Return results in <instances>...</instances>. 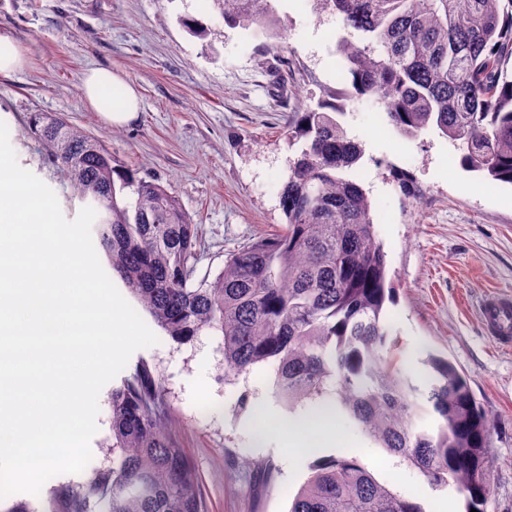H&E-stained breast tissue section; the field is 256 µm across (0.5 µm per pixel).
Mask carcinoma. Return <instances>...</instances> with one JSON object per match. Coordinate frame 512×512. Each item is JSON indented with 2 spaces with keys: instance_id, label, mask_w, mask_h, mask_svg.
Segmentation results:
<instances>
[{
  "instance_id": "carcinoma-1",
  "label": "carcinoma",
  "mask_w": 512,
  "mask_h": 512,
  "mask_svg": "<svg viewBox=\"0 0 512 512\" xmlns=\"http://www.w3.org/2000/svg\"><path fill=\"white\" fill-rule=\"evenodd\" d=\"M317 2L347 32L337 51L356 95L378 103L400 135L434 127L457 145L465 170L512 184V0ZM218 5L228 27L279 39L270 0ZM355 32L363 42L350 39ZM346 96L334 92L292 113L288 144L298 156L279 190L285 227L231 253L212 279L197 278L199 225L167 187L138 177L58 115L36 112L28 128L70 175L72 195L96 211L112 272L167 336L182 344L218 333L225 380L271 366L273 397L289 413L311 404L341 411L433 484L454 485L465 512H486L491 421L467 378L428 352L422 390L389 344L394 288L371 201L349 175L361 149L336 120ZM391 175L414 203L409 172ZM109 409L103 462L82 481L52 486L41 507L17 501L4 512H208L147 362L112 388ZM428 414L434 429L419 425ZM245 463L271 486L270 461ZM289 512L423 509L343 451L310 465Z\"/></svg>"
}]
</instances>
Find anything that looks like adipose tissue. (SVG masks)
<instances>
[{"label": "adipose tissue", "instance_id": "ef3b65f1", "mask_svg": "<svg viewBox=\"0 0 512 512\" xmlns=\"http://www.w3.org/2000/svg\"><path fill=\"white\" fill-rule=\"evenodd\" d=\"M82 91L94 111L111 127L126 125L140 107L134 87L108 69L90 70L84 78ZM334 418V413L327 411L311 420L286 419L277 423L276 428L289 445L308 454L319 448L321 436L330 433Z\"/></svg>", "mask_w": 512, "mask_h": 512}]
</instances>
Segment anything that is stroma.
<instances>
[{"instance_id":"1","label":"stroma","mask_w":512,"mask_h":512,"mask_svg":"<svg viewBox=\"0 0 512 512\" xmlns=\"http://www.w3.org/2000/svg\"><path fill=\"white\" fill-rule=\"evenodd\" d=\"M272 6L277 49L226 26L214 0H0V35L25 60L0 75V121L19 164L58 200L70 196L66 171L28 132L31 113L64 115L104 140L120 164L178 197L199 226L197 274L216 276L233 251L281 228L279 189L296 156L286 138L290 112L349 86L336 17L313 0ZM188 19L206 27L205 38L189 33ZM93 67L136 88L141 108L128 124L105 126L84 99ZM338 120L363 150L354 172L387 255L396 300L386 311L404 367L421 374L427 348L465 373L492 422L487 512H512V348L497 346L478 314L485 295L512 290V186L463 169L456 145L436 129L401 136L372 102L346 100ZM394 167L421 189L415 207L393 182ZM158 338L133 358L155 370L208 512H288L313 458L344 450L424 512L442 501L463 512L453 488L432 485L343 416L311 457L293 455L272 427L256 437L257 408L271 424L288 415L272 397L273 369L259 365L228 384L217 334L183 345L163 332ZM243 392L251 400L244 411L235 405ZM245 457L273 462L271 488L254 490Z\"/></svg>"}]
</instances>
